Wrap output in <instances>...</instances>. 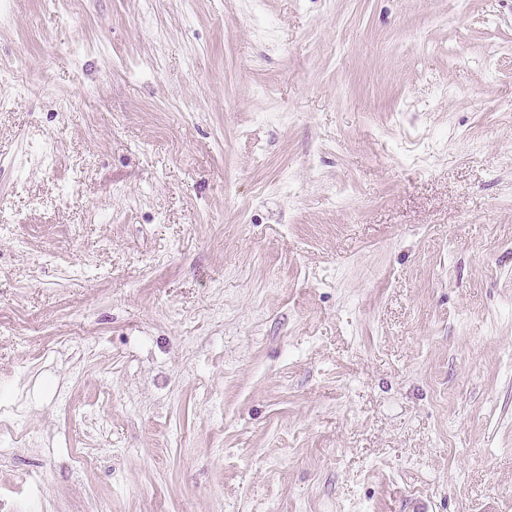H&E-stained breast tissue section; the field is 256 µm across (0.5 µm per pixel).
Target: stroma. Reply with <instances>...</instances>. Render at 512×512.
Listing matches in <instances>:
<instances>
[{
    "label": "stroma",
    "instance_id": "1",
    "mask_svg": "<svg viewBox=\"0 0 512 512\" xmlns=\"http://www.w3.org/2000/svg\"><path fill=\"white\" fill-rule=\"evenodd\" d=\"M11 512H512V0H0Z\"/></svg>",
    "mask_w": 512,
    "mask_h": 512
}]
</instances>
